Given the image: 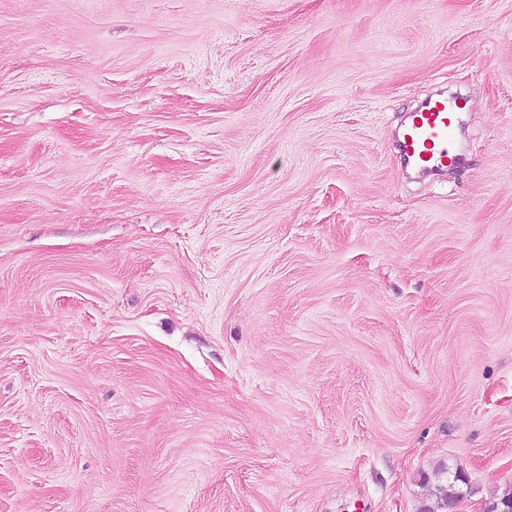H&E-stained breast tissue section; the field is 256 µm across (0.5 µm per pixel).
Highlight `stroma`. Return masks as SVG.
<instances>
[{"mask_svg":"<svg viewBox=\"0 0 512 512\" xmlns=\"http://www.w3.org/2000/svg\"><path fill=\"white\" fill-rule=\"evenodd\" d=\"M470 96L467 164L395 136ZM512 491V0H0V512Z\"/></svg>","mask_w":512,"mask_h":512,"instance_id":"stroma-1","label":"stroma"}]
</instances>
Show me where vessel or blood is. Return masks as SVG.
<instances>
[{"instance_id":"vessel-or-blood-1","label":"vessel or blood","mask_w":512,"mask_h":512,"mask_svg":"<svg viewBox=\"0 0 512 512\" xmlns=\"http://www.w3.org/2000/svg\"><path fill=\"white\" fill-rule=\"evenodd\" d=\"M471 110L470 98L460 94L439 92L423 99L406 119L400 144L404 165L423 172L463 165L457 133Z\"/></svg>"}]
</instances>
